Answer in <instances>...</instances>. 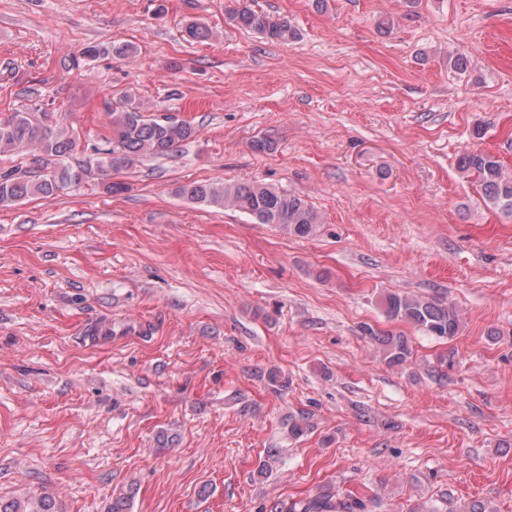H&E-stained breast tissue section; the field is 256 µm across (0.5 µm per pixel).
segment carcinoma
Here are the masks:
<instances>
[{
    "instance_id": "1",
    "label": "carcinoma",
    "mask_w": 512,
    "mask_h": 512,
    "mask_svg": "<svg viewBox=\"0 0 512 512\" xmlns=\"http://www.w3.org/2000/svg\"><path fill=\"white\" fill-rule=\"evenodd\" d=\"M228 19L234 26L262 35L270 41L290 42L298 31L287 17L257 10L248 0H231ZM189 40L208 41L213 31L204 23L189 21L185 25ZM132 47L107 48L88 45L68 60V67L80 70L102 55L127 56ZM111 136L107 147L97 148L96 158L71 162L80 146L78 133L56 124H44L27 112H14L0 119V152L34 147L38 150L36 166L26 172L17 168L0 170V207H8L31 198H53L67 184H80L105 168L118 170L143 158H169L197 134L186 120L168 115H154L142 103L119 100L108 108ZM460 169L469 172L489 208L512 215V170L490 152L473 150L461 155ZM176 194L194 203L217 209L230 208L250 217L257 224H270L289 235L308 238L321 224L320 216L305 199L258 182H187ZM385 313L391 320L404 321L426 336L453 340L460 329V317L454 305L439 299L424 300L400 294L385 297ZM370 339L383 347V359L389 367L402 368L413 362L415 351L402 334H380L364 327ZM310 414L299 410L288 416V431L299 438L310 429ZM135 492L128 488L112 497L109 512H129ZM366 500L354 494L338 499L331 492L290 502L277 501L262 512H367ZM0 512H56L49 495L0 498Z\"/></svg>"
}]
</instances>
